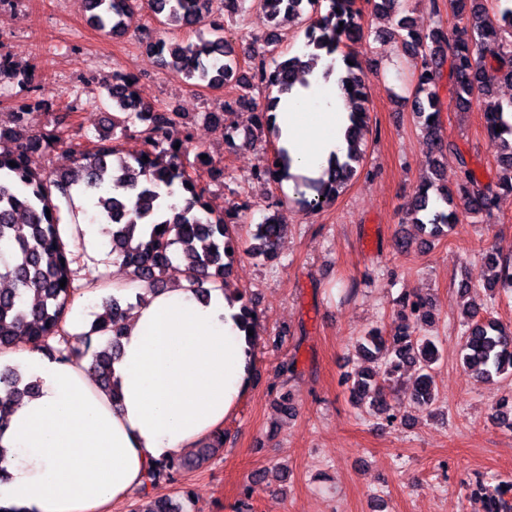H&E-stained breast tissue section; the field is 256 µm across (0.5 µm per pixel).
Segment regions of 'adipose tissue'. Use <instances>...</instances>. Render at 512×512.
<instances>
[{
	"mask_svg": "<svg viewBox=\"0 0 512 512\" xmlns=\"http://www.w3.org/2000/svg\"><path fill=\"white\" fill-rule=\"evenodd\" d=\"M337 54L322 55L306 84L282 97L274 115L292 174L315 177L345 158L349 110ZM233 292L196 296L188 282L146 293L132 311L111 398L89 363L27 344L0 351V368L37 382L14 406L0 447L8 479L0 505L27 512H112L141 488L148 469L197 446L224 426L248 390L247 333Z\"/></svg>",
	"mask_w": 512,
	"mask_h": 512,
	"instance_id": "obj_1",
	"label": "adipose tissue"
}]
</instances>
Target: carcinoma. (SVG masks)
Masks as SVG:
<instances>
[{"label": "carcinoma", "instance_id": "1", "mask_svg": "<svg viewBox=\"0 0 512 512\" xmlns=\"http://www.w3.org/2000/svg\"><path fill=\"white\" fill-rule=\"evenodd\" d=\"M248 1L274 23L306 11L317 16L324 1L327 9L323 23L311 22L305 27L303 52L285 58L276 50L274 34L267 37V56L233 50L224 38L221 11L214 7L215 0H82L90 23L114 37L126 35L141 11L148 9L164 31L145 41L146 51L195 88L223 89L238 80L241 56L248 57L252 79L277 90V95H268L256 114V125L273 131L276 127L269 113L277 111L280 95L311 72L318 51L341 54L346 62L341 83L351 87L347 95L354 106L347 137L355 148L345 161L330 164L327 179L306 180L304 189H296V202L303 210L321 211L359 176L363 163L361 145L370 123L365 77L361 63L341 51V45L362 35L361 10L356 0H223V4L236 13L246 11ZM495 2L498 8L491 13L484 0H448L459 21L451 32L440 24L421 30L407 15L398 19L394 32L404 47L422 56L409 96L422 136L430 148L453 155L457 163L455 189L440 184L432 162L431 176L420 181L407 207L410 223L435 240L448 235L462 216L475 220L490 217L501 194H512V125L502 120L503 113L512 112V102L505 105L499 100L490 101L496 83L512 84V0ZM202 27L208 28V34L202 33L194 41L176 36ZM445 72L449 73L450 98L460 110L469 109L476 101L486 102L485 135L499 167L494 179L485 178L456 143H444L436 135L442 107L439 80ZM105 89L108 105L122 117H112L107 133L85 147L72 145L66 136L73 110L69 105L54 114L50 130L31 129L29 113L23 111L14 113L15 128H0V138L7 135L15 142L13 150L0 153V283H8V287L0 288V350L12 348L21 337L30 348L67 360H80L90 353L96 381L102 389L114 393L112 363L119 356L125 316L135 304L115 295L102 299L104 313L82 336L81 344L71 343L65 328L67 313L81 288H96L98 280L83 286L78 283L76 258L63 240L56 199L71 202L77 196H86L96 200L92 221L106 225L113 260L126 276L155 290L163 286L165 270L177 261L201 296L224 289L237 254L275 258L284 225L266 214L246 230V235L237 233L207 201L205 175L212 173L211 160L201 158L205 154L201 149L196 151L195 160H189L191 135L183 129L182 113L142 103L136 97L133 81L121 74L114 75ZM498 127L502 131H496ZM132 132L139 133L146 149L129 157L122 151L121 141ZM59 147L74 157L70 171L55 175L30 167V154ZM144 156L148 160H142ZM12 162L16 166H10ZM288 169L286 151L275 146L255 169L253 178L280 183L292 178ZM179 190L190 195L184 207L163 204L164 198ZM160 226L163 230L156 231ZM486 259L495 269V279L485 289L491 293L512 291V257L491 252ZM64 278L67 283L62 288L59 281ZM400 306L401 323L393 332L371 328L356 340L357 353L377 366L344 380L356 405L385 416L389 422L396 419V413L387 402V388L408 369L417 373L414 400L424 406L437 401L434 369L440 352L436 343L418 329V324L432 320L427 301L406 296L400 299ZM463 317L464 370L478 377L512 376V330L492 316L481 315L476 305H467ZM97 334L108 339L104 348L94 351L92 336ZM0 385L6 392L0 397L1 428L6 425L5 415L11 404L36 394V385L22 383L21 375L11 368L0 371ZM223 447L221 431L196 454L153 467L141 491L164 478L172 481L178 473L196 470ZM474 492L485 496L486 512H512V498H505L512 493V482L501 481L492 488L478 477ZM191 499L192 492L185 488L177 500L155 498L147 512H188L184 504L191 503Z\"/></svg>", "mask_w": 512, "mask_h": 512}]
</instances>
